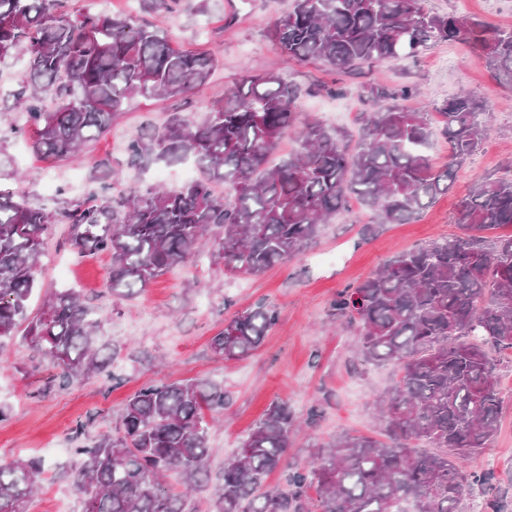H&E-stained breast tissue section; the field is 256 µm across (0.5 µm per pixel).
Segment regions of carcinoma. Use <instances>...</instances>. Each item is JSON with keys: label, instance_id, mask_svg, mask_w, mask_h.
Instances as JSON below:
<instances>
[{"label": "carcinoma", "instance_id": "cac0c4a2", "mask_svg": "<svg viewBox=\"0 0 512 512\" xmlns=\"http://www.w3.org/2000/svg\"><path fill=\"white\" fill-rule=\"evenodd\" d=\"M145 12H170L180 0H140ZM288 60L323 61L340 72L367 61L415 58L431 42L460 41L482 54L499 81L512 82V29L477 19L430 13L424 0H294L270 29ZM28 80L13 97L34 132V148L56 159L108 129L133 94L186 97L217 59L175 48L151 25L86 13L72 18L67 0H0V59L20 47ZM55 108L38 106L35 91ZM361 136L318 120L302 121L300 89L275 72L245 76L192 126L175 111L165 128L128 145L132 163L191 159L201 177L178 190L149 187L129 195L95 196L71 207L33 208L0 188V338L26 324L30 347L53 359L60 380L102 371L90 308L73 289L55 291L30 317L35 267L44 235L72 225L69 247L79 255L112 254V292L137 294L189 258L208 230L223 229L217 256L231 274L257 276L291 258L321 226L355 198L379 224H409L453 183L457 169L488 134L482 103L470 93L428 115L401 102L416 87H363ZM439 127L448 163L432 166L426 148ZM298 151L276 167L269 155L287 133ZM232 188L217 195L211 184ZM462 234L389 260L332 304L336 318L360 327L361 354L393 363L400 375L379 398L388 441L344 435L303 466L287 453L296 420L272 402L224 465L211 512H458L467 481L457 459L492 443L499 424L496 360L489 348L512 349V168L461 201ZM276 309L247 311L212 339L213 351L234 359L256 349L277 324ZM224 387L211 382L147 383L126 401L117 435L75 429L82 465L76 483L93 488L85 512H184L182 497L161 477L177 473L197 485L208 476V421L224 413ZM444 452L425 455L419 443ZM280 486L264 485L277 468ZM48 469L40 457L0 463V512H20Z\"/></svg>", "mask_w": 512, "mask_h": 512}]
</instances>
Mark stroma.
I'll list each match as a JSON object with an SVG mask.
<instances>
[{
    "mask_svg": "<svg viewBox=\"0 0 512 512\" xmlns=\"http://www.w3.org/2000/svg\"><path fill=\"white\" fill-rule=\"evenodd\" d=\"M293 0H207L203 11L181 8L145 15L139 0H68L71 17L85 12L133 19L148 18L174 47L218 57L203 83L194 85L181 109L193 125L207 120L213 101L223 97L245 73L280 70L301 87L299 110L326 128L360 133L359 114L367 105L360 87L369 82H401L419 89L407 108L438 111L468 90L489 114L483 147L457 171L448 193L410 224H378L357 200L332 216L302 253L258 276L225 273L208 246L170 268L138 295L125 298L107 288L110 254L79 257L65 243L69 225H54L45 236L38 261L41 288L30 299L40 312L51 292L75 288L96 307V335L112 355L104 372L79 377L68 385L56 379L58 367L32 350L20 337L0 340V463L40 456L50 467L25 512H83L89 488L77 487L79 466L73 450L74 428L91 421L92 435L115 434L128 397L152 380L210 381L222 384L228 399L223 419L209 429L208 480L186 500L190 512H209L215 484L226 460L275 400L286 402L302 430L288 451L290 463L302 465L337 436L350 434L384 440L377 421L379 395L398 378L392 366L364 364L357 327L336 319L332 303L338 292L373 276L396 253L457 235L460 201L488 175L512 161V84L495 80L485 57L460 42H440L414 60L374 62L342 74L326 63H283L269 28ZM431 13L466 15L501 27L512 26V0H425ZM24 50L0 61V186L31 207L61 210L105 189L130 193L149 186L176 189L195 180L193 161L131 164L127 144L142 132L159 131L171 100L131 98L110 128L75 153L50 163L32 147L31 134L15 129L25 117L13 106L11 93L25 81ZM109 161L120 178L104 186L95 167ZM275 307L278 324L248 355L227 360L210 342L235 315L258 304ZM501 391L500 428L492 447L471 456L465 473H488L494 490L474 485L464 494L459 512H487L495 499L500 512H512V350L498 352Z\"/></svg>",
    "mask_w": 512,
    "mask_h": 512,
    "instance_id": "1",
    "label": "stroma"
}]
</instances>
